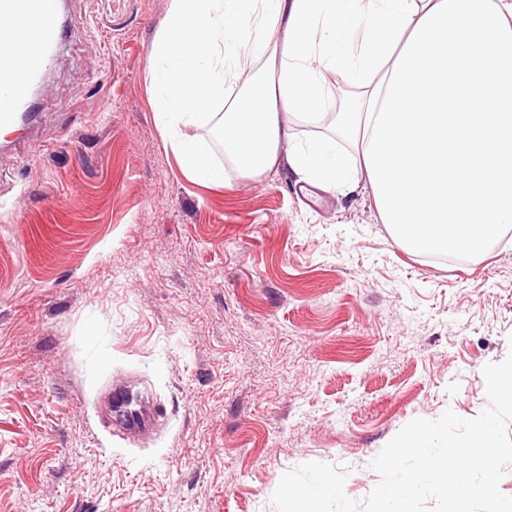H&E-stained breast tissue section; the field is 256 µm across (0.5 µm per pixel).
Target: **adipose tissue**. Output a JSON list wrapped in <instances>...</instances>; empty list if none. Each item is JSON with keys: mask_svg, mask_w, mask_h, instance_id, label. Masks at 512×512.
<instances>
[{"mask_svg": "<svg viewBox=\"0 0 512 512\" xmlns=\"http://www.w3.org/2000/svg\"><path fill=\"white\" fill-rule=\"evenodd\" d=\"M245 45L278 63L274 82L242 79ZM148 68L189 177L220 187L285 168L366 192L420 252L471 256L512 224V0H168ZM328 73L358 96L334 136L295 140L334 107ZM218 115L230 170L186 134Z\"/></svg>", "mask_w": 512, "mask_h": 512, "instance_id": "obj_1", "label": "adipose tissue"}]
</instances>
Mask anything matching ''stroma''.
Masks as SVG:
<instances>
[{"instance_id": "obj_1", "label": "stroma", "mask_w": 512, "mask_h": 512, "mask_svg": "<svg viewBox=\"0 0 512 512\" xmlns=\"http://www.w3.org/2000/svg\"><path fill=\"white\" fill-rule=\"evenodd\" d=\"M167 5L70 0L42 137L0 157V512H276L309 461L359 501L512 351V226L449 262L367 196L183 176L149 101ZM118 377L159 404L146 442L103 416Z\"/></svg>"}]
</instances>
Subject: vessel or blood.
Segmentation results:
<instances>
[{
	"instance_id": "obj_1",
	"label": "vessel or blood",
	"mask_w": 512,
	"mask_h": 512,
	"mask_svg": "<svg viewBox=\"0 0 512 512\" xmlns=\"http://www.w3.org/2000/svg\"><path fill=\"white\" fill-rule=\"evenodd\" d=\"M64 0H0V22L26 23L29 38L23 53L0 46V71L22 69L23 88L0 93V142L7 146L37 141V114L34 107L45 89V76L63 41ZM153 400L138 396L129 414L118 421L132 429H144L152 417Z\"/></svg>"
}]
</instances>
